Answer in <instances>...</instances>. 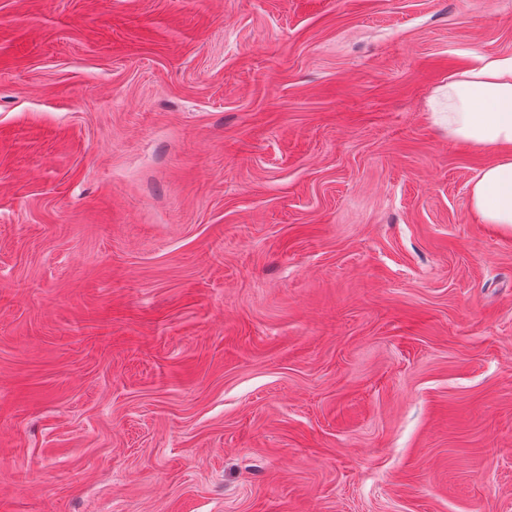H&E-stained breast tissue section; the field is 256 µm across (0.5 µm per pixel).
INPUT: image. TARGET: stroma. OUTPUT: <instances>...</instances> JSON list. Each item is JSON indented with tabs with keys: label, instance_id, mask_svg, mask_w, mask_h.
Here are the masks:
<instances>
[{
	"label": "stroma",
	"instance_id": "1",
	"mask_svg": "<svg viewBox=\"0 0 512 512\" xmlns=\"http://www.w3.org/2000/svg\"><path fill=\"white\" fill-rule=\"evenodd\" d=\"M478 54L512 0H0V512H512Z\"/></svg>",
	"mask_w": 512,
	"mask_h": 512
}]
</instances>
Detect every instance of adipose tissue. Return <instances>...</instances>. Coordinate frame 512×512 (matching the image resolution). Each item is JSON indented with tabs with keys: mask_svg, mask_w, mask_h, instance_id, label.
<instances>
[{
	"mask_svg": "<svg viewBox=\"0 0 512 512\" xmlns=\"http://www.w3.org/2000/svg\"><path fill=\"white\" fill-rule=\"evenodd\" d=\"M444 98L449 137L496 155L471 182L472 213L512 228V58L478 57L449 75Z\"/></svg>",
	"mask_w": 512,
	"mask_h": 512,
	"instance_id": "1",
	"label": "adipose tissue"
}]
</instances>
